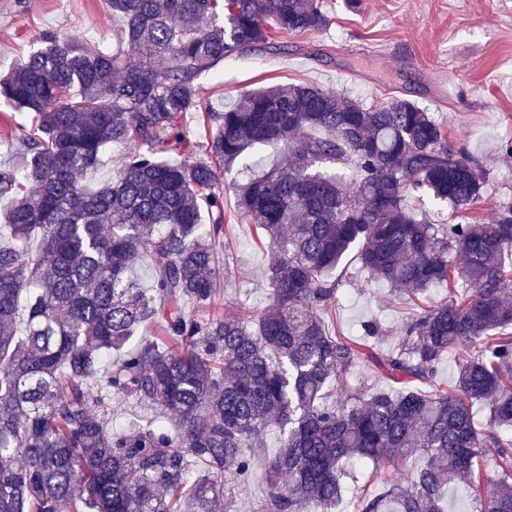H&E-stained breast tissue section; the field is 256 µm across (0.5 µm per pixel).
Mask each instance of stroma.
<instances>
[{"mask_svg": "<svg viewBox=\"0 0 512 512\" xmlns=\"http://www.w3.org/2000/svg\"><path fill=\"white\" fill-rule=\"evenodd\" d=\"M329 23L300 36L277 35L274 47L220 63L199 79L215 109L245 92L272 84H310L338 90L365 104L393 95L416 102L448 131V142L476 157L485 173V198L471 212L491 221L512 203V0H321ZM122 22L107 0H0V72L26 57L43 33L79 35L85 46L123 54ZM24 118L0 102V168L20 161L26 148ZM250 176L234 166L221 172L224 246L219 310L259 312L269 303L267 241L240 215L235 187ZM336 302L325 321L330 332L356 338L361 326L376 323L369 340L383 353L398 341L403 326L422 309L447 297L437 286L416 299L397 298L388 283L370 277L356 252L332 272ZM281 446L269 428L255 476L235 487L224 512H260L266 459Z\"/></svg>", "mask_w": 512, "mask_h": 512, "instance_id": "35a3bbf8", "label": "stroma"}]
</instances>
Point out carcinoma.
<instances>
[{
  "mask_svg": "<svg viewBox=\"0 0 512 512\" xmlns=\"http://www.w3.org/2000/svg\"><path fill=\"white\" fill-rule=\"evenodd\" d=\"M108 2L136 55L46 34L0 76V100L34 118L26 156L0 169V512H219L222 479L251 480L271 423L284 441L266 465L265 512H331L351 459L380 473L355 512H448L450 485L474 490L473 512H512V204L487 224L469 217L485 194L479 161L401 96L367 107L287 84L210 110L200 74L279 32L323 28L320 0ZM185 112L213 127L205 144L183 130ZM112 143L129 148L122 170L86 191L80 176ZM267 144L285 164L236 196L269 239L270 304L228 317L215 306L217 166L246 165ZM200 151L211 160H193ZM339 166L357 172L352 188ZM412 196L460 221L429 223ZM352 249L397 295L450 294L375 358L392 390L369 388L370 346L325 324L331 272ZM145 253L147 291L129 277ZM147 324L158 335L126 348ZM450 354L459 366L444 391L434 380ZM333 393L344 399L328 403ZM127 398L161 415L114 429ZM410 459L421 465L409 477L391 470Z\"/></svg>",
  "mask_w": 512,
  "mask_h": 512,
  "instance_id": "carcinoma-1",
  "label": "carcinoma"
}]
</instances>
